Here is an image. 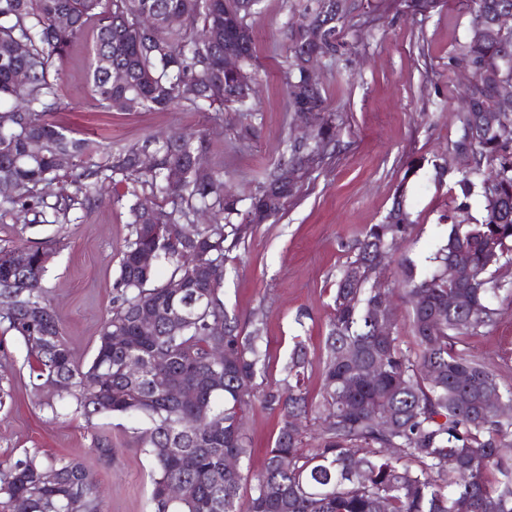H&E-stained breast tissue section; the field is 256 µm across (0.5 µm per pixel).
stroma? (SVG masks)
Instances as JSON below:
<instances>
[{
	"mask_svg": "<svg viewBox=\"0 0 512 512\" xmlns=\"http://www.w3.org/2000/svg\"><path fill=\"white\" fill-rule=\"evenodd\" d=\"M302 0H261L254 27V68L260 78L259 101L249 114L210 112L100 111L91 103L90 39L72 49L62 74L68 110L53 119L92 143L122 146L164 138L178 129L204 131L214 147L209 164L224 167L236 193L246 195L287 155L293 134L285 83L292 27ZM338 24L337 50L324 56L317 76L327 111L336 115V148L322 166L311 169L299 191L274 220L253 226L226 262L224 301L240 325L262 319L260 348L267 353L266 382L280 379L282 363L295 340L308 353L306 384L311 395L322 387L324 337L332 316V292L342 265L366 225L380 223L391 208L400 181H407L405 205L416 222L410 238L399 240L392 264H422L446 235L440 216L455 204L457 169L439 175L457 129L462 78L450 59L471 33L465 0H438L424 14L403 0H349ZM252 128L242 141V124ZM422 165L406 175L409 161ZM127 212L104 192L91 213L77 223L24 227L21 218L0 213V249L48 248L44 286L59 317L75 360L93 357L102 319L112 309L117 247L126 232ZM499 316L468 341L472 355L512 385V295L493 301ZM11 398L0 408V462L38 448L55 456L84 460L98 483L104 512H149L150 456L141 447L135 424L124 418L86 423L69 400L56 412L40 404L33 388L23 343L0 332V386ZM279 416L254 408L246 417L252 443V470H260ZM111 454H101L103 444Z\"/></svg>",
	"mask_w": 512,
	"mask_h": 512,
	"instance_id": "1",
	"label": "stroma"
}]
</instances>
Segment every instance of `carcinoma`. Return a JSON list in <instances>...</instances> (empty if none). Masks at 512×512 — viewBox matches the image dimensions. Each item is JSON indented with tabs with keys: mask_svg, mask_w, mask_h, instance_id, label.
Returning a JSON list of instances; mask_svg holds the SVG:
<instances>
[{
	"mask_svg": "<svg viewBox=\"0 0 512 512\" xmlns=\"http://www.w3.org/2000/svg\"><path fill=\"white\" fill-rule=\"evenodd\" d=\"M259 0H0V181L12 194L0 209L52 211L53 224H68L76 208L88 209L105 183L116 201L128 198L129 222L113 280L112 310L103 319L94 356L76 362L43 279L46 251L28 247L21 268L0 265V328L24 344L30 373L44 386L59 389L87 422L100 417L133 418L144 424L139 440L152 458L151 512H512V415L498 413L491 399L512 401V386L473 358L465 341L494 323L492 302L512 294L503 269L512 265V111L498 125H482L496 108L495 75H512V38L470 34L452 56L455 66H471L470 109L456 113L453 149L469 152L455 182L460 199L440 217L446 236L429 269L418 274L401 266L399 285L409 297L412 341L404 345L398 327L387 328L371 315L381 293L372 270L387 261L396 238L408 237L415 222L399 185L393 205L380 224L369 225L336 277L333 313L324 339L323 384L319 398L305 383L306 352L296 343L281 368V379L262 385L266 354L259 347L262 320L246 331L229 316L224 303L226 252L256 223L257 214L275 218L304 174L321 164L336 144V118L325 112L320 87L307 88L295 58L336 50V22L346 0H306L303 19L291 33L288 83L302 95L288 97L290 111L306 107L317 127L308 144L288 141V160L269 170L246 198L224 185V167H210V179L192 171L193 156L207 154L202 133L178 132L116 150L105 145L106 163L89 162L87 140L51 121L61 109V66L70 49L92 38L89 79L95 105L103 110L124 100L127 111L184 110L208 107L222 119L224 109L254 110L257 75L253 69V27ZM472 28L488 27L512 0H472ZM145 14L159 18L150 29ZM182 17L171 29L161 18ZM69 23L61 25L58 19ZM320 30L318 40L312 30ZM241 41L247 93L224 75V47ZM154 164L136 167L140 152ZM295 180H282L287 169ZM75 186L72 195L54 192L61 179ZM480 189L483 207L469 215L467 199ZM55 198L50 204L47 199ZM206 210L210 222L196 215ZM142 251L155 253V265L138 266ZM454 260L471 271L472 283H451L445 275ZM169 275L157 280V266ZM185 279L188 288L173 296L167 285ZM464 298L448 310V295ZM149 307L157 324L149 336L136 333L134 314ZM188 315L175 321L169 313ZM221 325L222 333L214 332ZM122 332L129 345L110 336ZM224 346V363L209 352ZM136 358L143 375L133 379L125 366ZM161 358L164 363L155 364ZM379 361L369 378L367 368ZM195 388L191 403L176 401L167 388ZM281 417L262 469L250 471L252 456L245 413L254 402ZM390 413V424L377 418ZM315 413L322 425L304 448L301 418ZM238 459L224 470V457ZM455 465L448 466V460ZM52 469L49 485L41 475ZM171 484L183 495H166ZM250 494L242 498L243 486ZM25 497L29 512H102L93 474L71 457L45 456L40 449L0 468V502L7 507Z\"/></svg>",
	"mask_w": 512,
	"mask_h": 512,
	"instance_id": "carcinoma-1",
	"label": "carcinoma"
}]
</instances>
